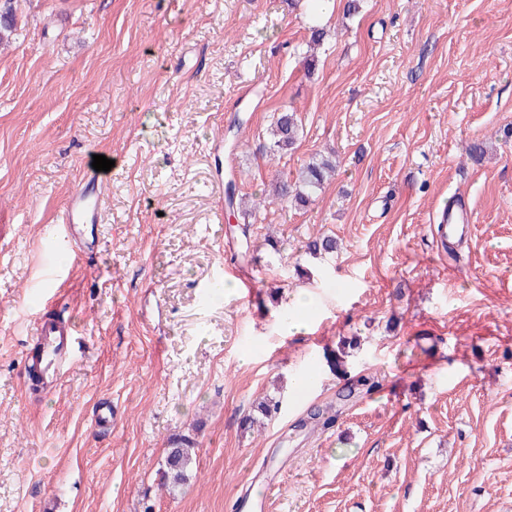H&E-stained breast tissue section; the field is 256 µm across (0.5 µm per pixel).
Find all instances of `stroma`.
Instances as JSON below:
<instances>
[{"instance_id":"1","label":"stroma","mask_w":512,"mask_h":512,"mask_svg":"<svg viewBox=\"0 0 512 512\" xmlns=\"http://www.w3.org/2000/svg\"><path fill=\"white\" fill-rule=\"evenodd\" d=\"M345 3L312 48L303 0H17L0 52V512H233L248 490L262 512H512V0ZM285 109L303 134L275 154ZM474 140L493 146L478 163ZM328 154L313 204L255 208ZM97 155L114 167L95 173ZM93 173L103 229L78 259L60 216ZM452 197L472 234L444 250L432 218ZM319 235L336 253L305 254ZM227 277L251 286L213 297ZM300 292L310 327L291 334ZM43 315L79 330L53 389L21 372ZM351 337L347 376L310 379ZM362 375L379 389L345 398ZM267 395L281 414L244 429ZM175 434L198 452L170 493Z\"/></svg>"}]
</instances>
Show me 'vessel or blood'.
<instances>
[{"mask_svg": "<svg viewBox=\"0 0 512 512\" xmlns=\"http://www.w3.org/2000/svg\"><path fill=\"white\" fill-rule=\"evenodd\" d=\"M102 199L96 177H89L72 194L62 216L63 235L74 250H81L83 225L99 224ZM443 238L465 237L471 232L470 215L465 207L442 210L436 215ZM75 327L59 317H43L34 331L32 348L26 353L22 371L24 375H38L42 380L57 382L71 364L70 344Z\"/></svg>", "mask_w": 512, "mask_h": 512, "instance_id": "b4317fda", "label": "vessel or blood"}]
</instances>
